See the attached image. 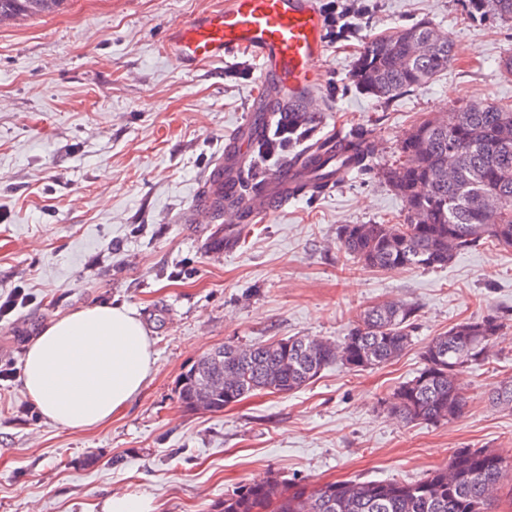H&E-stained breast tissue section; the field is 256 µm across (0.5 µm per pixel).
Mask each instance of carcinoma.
Segmentation results:
<instances>
[{"label":"carcinoma","mask_w":512,"mask_h":512,"mask_svg":"<svg viewBox=\"0 0 512 512\" xmlns=\"http://www.w3.org/2000/svg\"><path fill=\"white\" fill-rule=\"evenodd\" d=\"M66 0H0V17L38 16ZM476 20H511L512 0H460ZM453 61L448 35L421 21L370 39L353 80L364 94L390 99L426 84ZM320 113L296 106L258 123L257 161L299 164L288 194H313L347 165L371 166L370 135L317 137ZM383 177L406 203L402 224H342L340 250L370 269L442 268L459 253L491 243L512 248V106L480 101L447 118L416 124L402 141L396 165ZM416 308L383 302L363 312L337 342L290 336L248 348L224 346V390L213 392L212 411L255 393H291L323 369L340 364L358 372L387 364L411 341ZM502 327L497 315L460 322L424 346L423 368L388 402L409 422L460 418L468 397L456 385L463 368L485 362ZM205 375L195 362L181 373L178 399L189 408ZM505 458L486 448H460L427 477L345 480L292 492L276 479L242 485L215 504L217 512H492L501 490Z\"/></svg>","instance_id":"cac0c4a2"}]
</instances>
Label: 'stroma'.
<instances>
[{
  "label": "stroma",
  "mask_w": 512,
  "mask_h": 512,
  "mask_svg": "<svg viewBox=\"0 0 512 512\" xmlns=\"http://www.w3.org/2000/svg\"><path fill=\"white\" fill-rule=\"evenodd\" d=\"M225 0H67L58 12L0 27V366L21 369L30 339L75 308L124 303L146 326L156 362L141 393L106 425L45 421L19 377L0 380V512H101L105 497L152 512H212L240 485L344 479L415 481L460 448L511 468L495 512H512V410L492 401L512 377V249L484 245L434 270L367 269L339 250L342 224H400L404 200L381 177L420 121L476 101L512 104V20L467 19L459 0H375L367 23L328 41L317 64L328 105L319 136L364 130L372 166L327 194L276 206L244 242L216 254L210 224H180L224 140L273 97L249 54L187 67L163 50L170 27ZM448 34L454 60L391 100L355 87L371 37L422 19ZM413 304L403 354L352 372L333 364L302 390L257 392L186 410L180 374L208 350L288 336L341 339L369 306ZM501 316L493 356L459 375L466 413L447 424L391 413L395 389L423 367L427 342L454 324ZM102 512H152L144 500L129 495L112 494L102 504Z\"/></svg>",
  "instance_id": "stroma-1"
}]
</instances>
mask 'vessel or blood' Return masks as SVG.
<instances>
[{
  "mask_svg": "<svg viewBox=\"0 0 512 512\" xmlns=\"http://www.w3.org/2000/svg\"><path fill=\"white\" fill-rule=\"evenodd\" d=\"M184 64L224 62L242 53L257 58L264 83L276 85L289 100L321 111L316 62L326 51L324 20L316 0H226L186 23L176 25L164 46ZM259 131L254 121L231 134L223 155L203 179L181 224H256L282 198L287 169L266 177L257 194L228 207L225 191L238 190L247 152Z\"/></svg>",
  "mask_w": 512,
  "mask_h": 512,
  "instance_id": "1",
  "label": "vessel or blood"
}]
</instances>
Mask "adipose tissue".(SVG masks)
<instances>
[{"label": "adipose tissue", "mask_w": 512, "mask_h": 512, "mask_svg": "<svg viewBox=\"0 0 512 512\" xmlns=\"http://www.w3.org/2000/svg\"><path fill=\"white\" fill-rule=\"evenodd\" d=\"M155 364L136 310L97 304L46 323L21 371L26 395L55 426L80 431L109 422L139 394Z\"/></svg>", "instance_id": "obj_1"}]
</instances>
